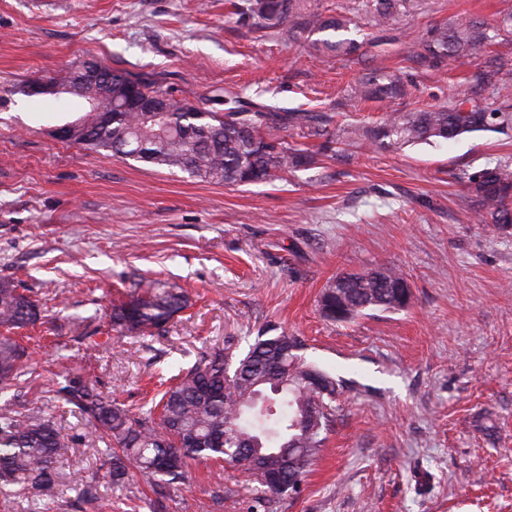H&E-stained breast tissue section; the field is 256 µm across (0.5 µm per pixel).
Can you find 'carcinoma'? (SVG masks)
<instances>
[{
	"mask_svg": "<svg viewBox=\"0 0 512 512\" xmlns=\"http://www.w3.org/2000/svg\"><path fill=\"white\" fill-rule=\"evenodd\" d=\"M407 0H363L365 14L374 27L389 23ZM246 11L271 28L288 20L310 35L324 34L312 42L316 52L350 55L359 42L346 36L350 17L325 15L310 0H247ZM512 30V11L489 25L476 21L451 22L435 27L422 43L434 59L475 57L490 40L488 30ZM149 98H163L167 112L117 111L124 103L121 80ZM402 92L398 81L384 73L358 84L357 98L377 99ZM91 100L85 115L73 121L84 127L83 144L115 157L130 158L157 167L177 169L204 182L247 185L281 177L303 162L301 150L292 147L280 131L292 128L304 135L321 136L331 121L323 112L298 109L276 112L266 105L240 109L231 98L224 111L177 100L155 82L119 71L113 72L112 97L97 85L86 89ZM109 110L112 123L105 135L97 132L100 115ZM512 123V113L488 110L467 92L445 108L419 112H394L374 127L355 126L348 131L356 143L398 145L448 141L465 133L494 131ZM468 191L477 207V219L495 230L512 227V170L496 165L467 177ZM408 285L395 268H374L342 273L324 287L319 307L327 319L336 320V309L345 318L364 311V305L383 310L401 309V295ZM188 293L176 284L140 281L127 300L112 306V330L120 335L164 328L189 306ZM40 319L38 300L20 284L0 279V391L23 382L31 366L26 349L13 336ZM302 341L282 331L275 336L259 333L248 349L239 351L236 336L224 337V346L203 353L173 378L151 407L137 413L103 393L80 374L65 379L56 390L58 399L78 409L91 425L97 441L108 453L102 461L104 476L116 488L136 484L155 500L185 482L195 462L226 464L256 484L261 502L274 503L297 491L307 469L327 438L328 422L336 397V380L301 355ZM318 376L325 393L309 388L307 379ZM34 396L25 411L12 399L0 405V490L24 494L37 505L56 497L64 465L65 438L51 418L36 406ZM277 452L283 456L280 472L272 477L259 460L248 454ZM84 512H105L106 504L92 493L78 500Z\"/></svg>",
	"mask_w": 512,
	"mask_h": 512,
	"instance_id": "obj_1",
	"label": "carcinoma"
}]
</instances>
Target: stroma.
<instances>
[{
  "mask_svg": "<svg viewBox=\"0 0 512 512\" xmlns=\"http://www.w3.org/2000/svg\"><path fill=\"white\" fill-rule=\"evenodd\" d=\"M512 0H414L383 28L355 20L350 56L319 55L291 22L256 24L246 0H0V279L30 288L47 320L31 336L30 390L64 435L51 512H76L75 477L127 512L102 477L104 446L53 398L69 372L136 410L225 336H299L336 379L326 443L299 493L271 507L234 470L191 467L188 485L139 512H512V231L474 220L467 175L512 166V129L450 141L359 145L343 129L390 112L447 106L478 73L489 106L512 112V34L472 60L422 57L414 39L450 20H492ZM92 60L222 111L227 98L333 117L338 144L289 129L306 164L227 187L62 142L85 114L75 96H27ZM402 96L354 101L374 71ZM400 268L410 302L325 319L317 300L341 272ZM142 277L187 289L190 307L153 333L115 338L107 314Z\"/></svg>",
  "mask_w": 512,
  "mask_h": 512,
  "instance_id": "obj_1",
  "label": "stroma"
}]
</instances>
